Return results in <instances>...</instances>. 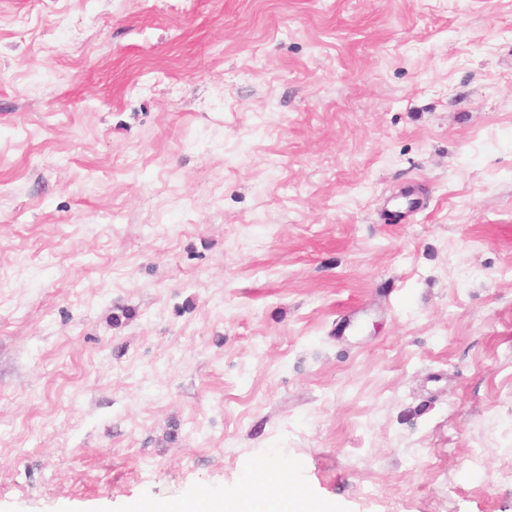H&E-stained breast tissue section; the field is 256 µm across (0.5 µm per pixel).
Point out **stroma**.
<instances>
[{
	"label": "stroma",
	"mask_w": 512,
	"mask_h": 512,
	"mask_svg": "<svg viewBox=\"0 0 512 512\" xmlns=\"http://www.w3.org/2000/svg\"><path fill=\"white\" fill-rule=\"evenodd\" d=\"M261 464L512 512V0H0V512Z\"/></svg>",
	"instance_id": "1"
}]
</instances>
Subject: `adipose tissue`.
I'll return each instance as SVG.
<instances>
[{"instance_id":"1","label":"adipose tissue","mask_w":512,"mask_h":512,"mask_svg":"<svg viewBox=\"0 0 512 512\" xmlns=\"http://www.w3.org/2000/svg\"><path fill=\"white\" fill-rule=\"evenodd\" d=\"M259 479L252 488L225 495L226 512H335L330 504L319 505L295 491L288 496L273 492V478L266 466H259Z\"/></svg>"}]
</instances>
